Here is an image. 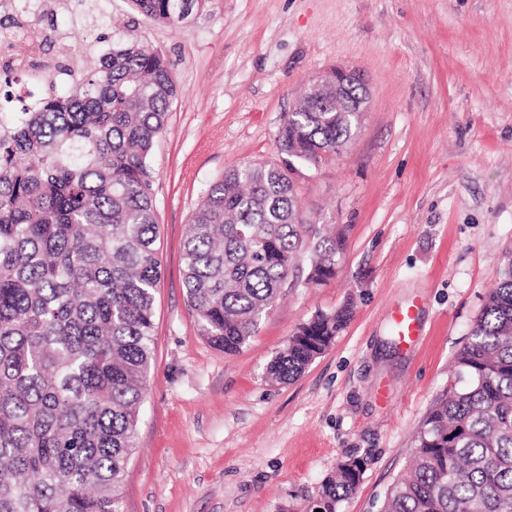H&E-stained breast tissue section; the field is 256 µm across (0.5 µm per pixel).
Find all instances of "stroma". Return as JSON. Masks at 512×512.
<instances>
[{
    "mask_svg": "<svg viewBox=\"0 0 512 512\" xmlns=\"http://www.w3.org/2000/svg\"><path fill=\"white\" fill-rule=\"evenodd\" d=\"M97 53L136 38L177 85L152 157L162 277L154 355L122 512H303L348 456L339 512H379L512 246V0H209L175 26L85 0ZM354 68L358 136L309 171L301 203L346 244L328 282L284 289L243 350L199 336L182 284L186 224L232 167L279 160L276 136L316 74ZM354 314L297 380L265 368L298 327ZM423 334L393 340L395 309Z\"/></svg>",
    "mask_w": 512,
    "mask_h": 512,
    "instance_id": "35a3bbf8",
    "label": "stroma"
}]
</instances>
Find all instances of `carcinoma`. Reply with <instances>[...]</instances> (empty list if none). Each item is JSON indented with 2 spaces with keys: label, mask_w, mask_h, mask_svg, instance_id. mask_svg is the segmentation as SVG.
<instances>
[{
  "label": "carcinoma",
  "mask_w": 512,
  "mask_h": 512,
  "mask_svg": "<svg viewBox=\"0 0 512 512\" xmlns=\"http://www.w3.org/2000/svg\"><path fill=\"white\" fill-rule=\"evenodd\" d=\"M163 25L204 0H130ZM46 91L0 99V512H121L139 407L153 359L154 293L162 264L150 157L177 88L163 57L137 41L95 56L56 33ZM0 42V85L19 72ZM360 130L358 113L290 112L284 158L245 163L212 183L191 214L182 284L200 336L233 355L293 281L335 275L345 247L302 218L299 185ZM456 358L459 385L429 413L408 477L382 512H512V250ZM352 314H318L267 366L299 377ZM364 462L349 457L317 499L337 512Z\"/></svg>",
  "instance_id": "1"
}]
</instances>
